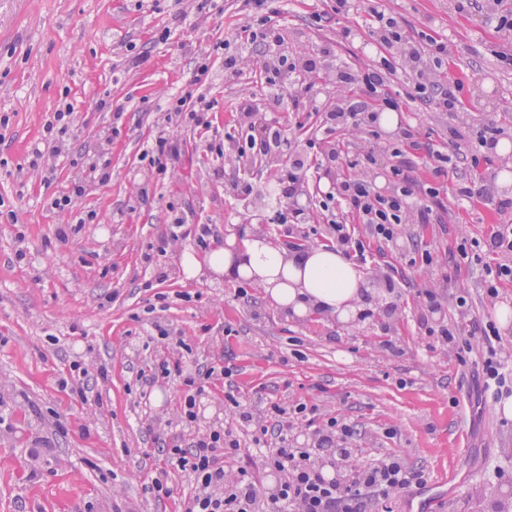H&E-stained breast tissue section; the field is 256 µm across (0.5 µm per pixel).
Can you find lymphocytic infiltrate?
<instances>
[{"label": "lymphocytic infiltrate", "mask_w": 512, "mask_h": 512, "mask_svg": "<svg viewBox=\"0 0 512 512\" xmlns=\"http://www.w3.org/2000/svg\"><path fill=\"white\" fill-rule=\"evenodd\" d=\"M259 17L246 35H237L224 48V69L237 73L247 58L251 45L267 40L274 34L270 16L264 15L266 0H246ZM374 35L383 45L406 43L409 58L414 63L412 99L430 102L441 111L457 109L456 86H443L425 70L440 71L448 53L445 44L435 45L429 56H422L421 48L427 34L407 40L396 17L381 11L374 12ZM452 154L427 149L425 165L432 180L411 177L409 162L392 166L390 174L395 185L392 193L376 192L371 182L355 176L340 182L337 194L351 212L362 217L369 234L378 240L393 242L399 237L402 224L408 223L411 212L426 216L429 203L439 201L440 191L434 178L443 176L452 164ZM485 345L482 373L485 380L503 387L507 384L504 367L511 357L500 345V334L493 322L480 328ZM240 426L253 429L254 443L263 448L265 468L277 477L275 486H266L262 479L246 469H238L234 479H226L224 467L238 458L240 443L229 430H215L196 438L190 446L173 445L168 450L172 464L188 471L195 483V491L188 499L184 512H366L368 498H386L401 489L419 485L422 475L407 467L399 458L388 457L376 464L353 469L349 478H326L319 462L321 451L335 448L341 461L350 462L352 451L346 442L351 436L349 427H337L327 422L317 428L312 445L293 446L288 437H281L274 448H267V424L256 421L251 412H240Z\"/></svg>", "instance_id": "f902f5d3"}]
</instances>
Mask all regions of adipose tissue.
Instances as JSON below:
<instances>
[{
    "label": "adipose tissue",
    "mask_w": 512,
    "mask_h": 512,
    "mask_svg": "<svg viewBox=\"0 0 512 512\" xmlns=\"http://www.w3.org/2000/svg\"><path fill=\"white\" fill-rule=\"evenodd\" d=\"M185 278L202 272L261 288L267 303L299 318L322 316L349 325L360 315L366 290L361 270L343 252L327 244L291 249L258 224H230L223 244L204 256L187 250L180 256Z\"/></svg>",
    "instance_id": "1"
}]
</instances>
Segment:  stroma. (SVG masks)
Listing matches in <instances>:
<instances>
[{
	"instance_id": "stroma-1",
	"label": "stroma",
	"mask_w": 512,
	"mask_h": 512,
	"mask_svg": "<svg viewBox=\"0 0 512 512\" xmlns=\"http://www.w3.org/2000/svg\"><path fill=\"white\" fill-rule=\"evenodd\" d=\"M222 5L215 17L198 15L194 0H0V116L9 119L0 128V512H183L194 487L168 463L169 447L234 428L236 405L262 421L271 405L290 412L300 403L307 410L292 421L299 442L336 418L353 431L354 465L395 456L425 483L447 486L444 512H500L512 490L505 397L477 380L482 346L461 362L432 333L448 324L466 336L494 320L497 305L512 308V283L489 302L477 272L455 263L462 241L485 242L512 224V207L453 198L463 179L497 184L500 197L512 198V185L497 183L499 158L476 168L458 160L440 179L444 206L431 223L407 225L394 244L368 241L361 270L371 293L365 318L351 327L292 317L248 284L186 279L179 261L183 250L197 249L202 224L219 242L225 225L257 222L277 240L290 234L311 246L325 243L338 216L364 236V224L334 197L345 164L328 169L321 161L332 150L360 152L384 193L396 159L381 150L389 132L363 125L310 145L331 106L358 92L337 80V70L357 75L388 58L396 69L387 89L400 102L401 126L448 148L454 115L407 97L409 71L370 32L372 10L447 44L441 79L459 83L469 126L495 124L512 141V65L500 59L512 52V32L489 16L493 7L512 11V0H355L346 16L336 15L333 0H268L279 41L254 45L234 75L225 74L217 45L253 13L243 0ZM348 26L357 34L346 39ZM202 49L212 54L202 92L215 103L204 132L185 119L166 121L169 98L190 91ZM284 55L321 65L314 88L289 90L292 109L268 98V69ZM245 99L252 114L240 110ZM68 103L73 134L30 169L32 148ZM254 123L278 127L279 153L304 152L313 168L294 227L278 223V206L262 200L270 167L217 157L228 137ZM162 132L182 154L158 174L144 168L141 151ZM104 153L108 180L85 177L83 165ZM78 180L84 192L73 212L55 209L53 199ZM86 215L90 223L72 229ZM177 216L185 224L174 241ZM425 251L431 262H423ZM452 283L468 296L469 311L449 299ZM429 290L442 303L435 315L427 311ZM77 360L85 376L72 371ZM163 362L169 375L156 371ZM189 377L205 387L191 423L177 410ZM158 479L168 494L154 490Z\"/></svg>"
}]
</instances>
